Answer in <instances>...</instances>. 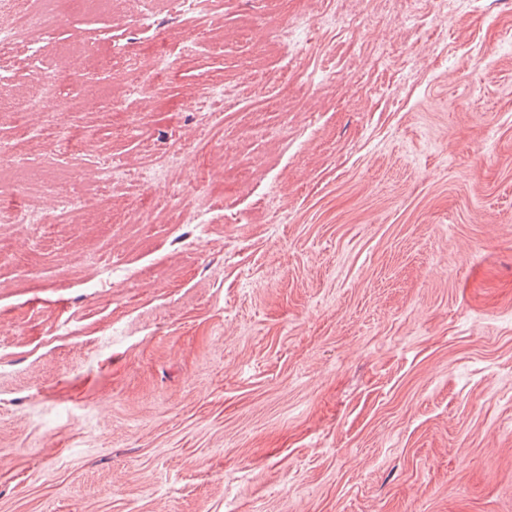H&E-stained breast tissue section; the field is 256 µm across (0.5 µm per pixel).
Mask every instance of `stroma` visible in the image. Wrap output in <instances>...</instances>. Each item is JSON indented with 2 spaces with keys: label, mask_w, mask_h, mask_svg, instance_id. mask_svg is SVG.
Masks as SVG:
<instances>
[{
  "label": "stroma",
  "mask_w": 512,
  "mask_h": 512,
  "mask_svg": "<svg viewBox=\"0 0 512 512\" xmlns=\"http://www.w3.org/2000/svg\"><path fill=\"white\" fill-rule=\"evenodd\" d=\"M139 9L43 48L97 50L79 165L41 146L67 116L0 122L24 209L81 200L0 215V512H512V0ZM4 66V100L40 82L26 44ZM207 80L219 124L184 107Z\"/></svg>",
  "instance_id": "35a3bbf8"
}]
</instances>
